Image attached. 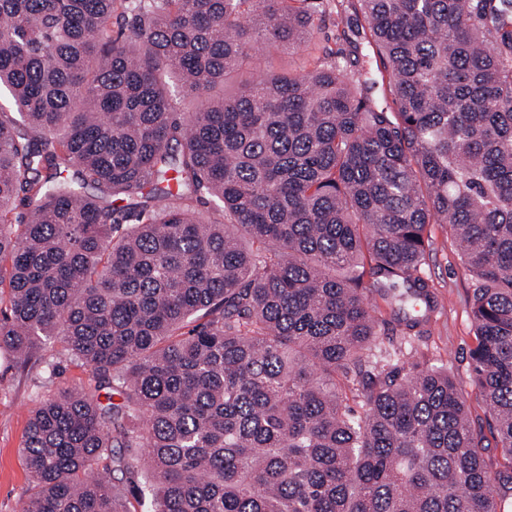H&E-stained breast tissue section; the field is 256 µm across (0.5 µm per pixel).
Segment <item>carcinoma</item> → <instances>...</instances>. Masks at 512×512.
<instances>
[{"label": "carcinoma", "instance_id": "1", "mask_svg": "<svg viewBox=\"0 0 512 512\" xmlns=\"http://www.w3.org/2000/svg\"><path fill=\"white\" fill-rule=\"evenodd\" d=\"M308 2L0 0V347L94 381L31 410L23 512H127L143 463L152 512H509L367 290L420 326L448 228L512 458V0H339L377 71L284 69Z\"/></svg>", "mask_w": 512, "mask_h": 512}]
</instances>
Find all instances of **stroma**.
I'll list each match as a JSON object with an SVG mask.
<instances>
[{
    "mask_svg": "<svg viewBox=\"0 0 512 512\" xmlns=\"http://www.w3.org/2000/svg\"><path fill=\"white\" fill-rule=\"evenodd\" d=\"M314 4L319 27L306 47L289 56L288 63L295 69L311 70L322 64L324 57H341L350 51L353 34L336 14L337 0H314ZM429 243L421 270L435 305L428 323L406 330L377 291H368V301L386 337L400 347L406 360L447 367L467 400L472 426L481 438L480 454L488 468L512 469V458L501 448L473 383L469 359V350L475 344L470 308L472 281L443 225H430ZM91 381L89 369L73 362L62 361L59 374L49 379L38 362L20 365L0 350V512H22L34 491L22 448L28 417L38 397L60 389L85 388Z\"/></svg>",
    "mask_w": 512,
    "mask_h": 512,
    "instance_id": "stroma-1",
    "label": "stroma"
}]
</instances>
